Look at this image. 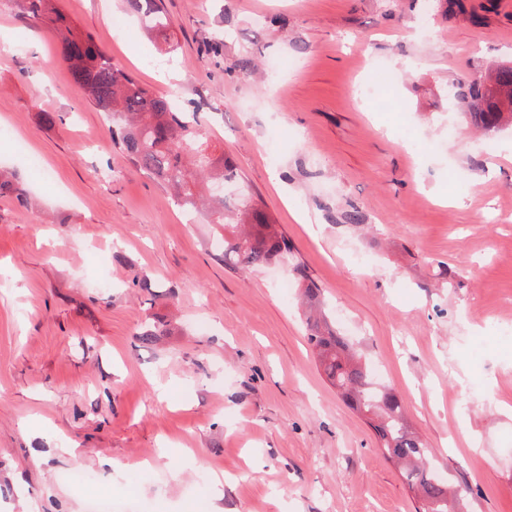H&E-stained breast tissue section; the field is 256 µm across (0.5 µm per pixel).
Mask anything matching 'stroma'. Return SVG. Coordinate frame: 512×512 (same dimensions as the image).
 Returning <instances> with one entry per match:
<instances>
[{
    "label": "stroma",
    "instance_id": "35a3bbf8",
    "mask_svg": "<svg viewBox=\"0 0 512 512\" xmlns=\"http://www.w3.org/2000/svg\"><path fill=\"white\" fill-rule=\"evenodd\" d=\"M163 6L164 37L114 30L123 0H61L117 67L198 107L466 512H512V125L477 133L449 97L512 63V0ZM0 45V169L30 193L0 198V512H90L102 492L209 512L218 475L226 512H414L310 352L291 271L225 267L217 226L132 170L17 0ZM381 66L398 75L385 106L357 92ZM156 320L168 333L142 343Z\"/></svg>",
    "mask_w": 512,
    "mask_h": 512
}]
</instances>
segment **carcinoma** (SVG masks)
I'll use <instances>...</instances> for the list:
<instances>
[{"mask_svg":"<svg viewBox=\"0 0 512 512\" xmlns=\"http://www.w3.org/2000/svg\"><path fill=\"white\" fill-rule=\"evenodd\" d=\"M123 2L126 11L148 29L165 34L171 28L160 0ZM22 6L28 16L55 32L61 59L89 103L109 121L112 144L129 164L172 191L177 205L188 204L202 211L207 223L231 229V235L224 237L225 267L248 272L292 256L291 242L264 204L246 196L228 198L218 191L201 200L198 179L234 184L240 175L228 157L205 156L209 144L197 113L174 106L115 66L90 34L68 22L60 0H22ZM452 99L486 132L504 122L512 124V66L495 68L483 83L472 79L457 83ZM5 196L22 205L28 202L26 191L0 171V197ZM292 271L302 283L309 311V347L344 403L371 420L381 448L399 466L419 502L416 512H459L449 481L437 477L431 449L408 425L402 400L391 389L374 386L356 351L317 315L320 288L301 264H293Z\"/></svg>","mask_w":512,"mask_h":512,"instance_id":"cac0c4a2","label":"carcinoma"}]
</instances>
